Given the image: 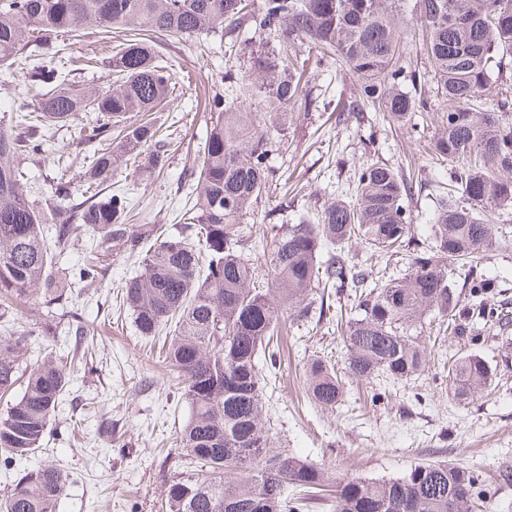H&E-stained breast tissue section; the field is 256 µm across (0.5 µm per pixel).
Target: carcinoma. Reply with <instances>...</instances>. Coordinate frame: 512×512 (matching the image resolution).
<instances>
[{"label":"carcinoma","instance_id":"1","mask_svg":"<svg viewBox=\"0 0 512 512\" xmlns=\"http://www.w3.org/2000/svg\"><path fill=\"white\" fill-rule=\"evenodd\" d=\"M404 0H0V70L36 53L41 64L21 71L24 90L0 124V299L61 300L77 279L100 281L112 246L143 254L138 275L122 285L123 303L139 332L153 336L174 324L163 362L183 384L191 415L179 446L208 476L170 485L166 512H305L320 500L325 471L273 448L266 388L276 381L279 331L288 318L308 316L314 296L350 289L355 315L340 324L347 372L358 379L386 375L410 380L427 367V350L413 331L433 312L450 334L475 346L484 334L512 325L488 304L497 285L475 260L496 245L484 216L512 207V123L496 110H476L488 89L490 65L512 64V0H416L410 22L422 33L437 94L448 102L439 117L433 155L451 171L448 192L432 217L433 241L413 244L406 205L413 184L391 167L366 162L354 172L350 195L324 203L316 222L282 224L272 236L270 267L245 252L247 215L272 175L273 142L258 114L210 103L211 124L190 173L192 226L187 236L158 234L154 225L127 223L129 201L117 192L98 200V188L122 166L137 162L161 172L167 135L151 117L172 102L170 65L153 38L204 36L236 47L252 32L261 47L250 53L238 88L258 96L280 124L303 103V76L334 55L360 82L359 100L378 105L403 124L431 108L422 89L399 88ZM95 29L124 34L110 57L112 85H79L59 63L57 33ZM81 112L103 119L92 130L100 148L77 171L58 166L53 196L61 203L37 209L23 189L21 160L43 156L37 130L64 126ZM118 128L112 136V128ZM467 160L456 167L455 163ZM86 200L69 207L71 185ZM56 248L92 229L77 267L48 251L46 225ZM361 241L370 253L412 247L407 273L385 276L351 265L346 248ZM454 261L469 265L463 288L449 284ZM50 324L27 323L0 336V393L19 380L21 352ZM497 367L469 351L452 364L450 393L460 402L494 385ZM71 372L47 356L29 372L24 391L0 414V459L10 462L41 447L59 411ZM314 405L331 410L343 385L331 362L316 355L305 371ZM68 480L65 468L44 462L0 496V512H57ZM473 471L448 463H417L403 476L347 478L336 490L335 512H473L481 499Z\"/></svg>","mask_w":512,"mask_h":512}]
</instances>
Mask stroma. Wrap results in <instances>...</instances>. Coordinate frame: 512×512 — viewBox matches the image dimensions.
I'll return each instance as SVG.
<instances>
[{
  "label": "stroma",
  "mask_w": 512,
  "mask_h": 512,
  "mask_svg": "<svg viewBox=\"0 0 512 512\" xmlns=\"http://www.w3.org/2000/svg\"><path fill=\"white\" fill-rule=\"evenodd\" d=\"M97 38L88 29L65 35L64 41L75 56L76 81L106 87L107 66L85 56ZM158 49L171 64L175 83V109L158 115L171 131L167 166L157 176L120 170L100 191L105 197L127 192L133 224H159L167 234L185 235L190 231L188 175L194 149L210 124L208 97L220 94L227 102L241 101L251 112H264L265 105L257 97L239 100L236 86L228 82V73L246 70L242 54L227 53L215 41L200 46L194 37L168 38ZM306 91L313 103L289 114L285 136L268 157L273 177L247 218L257 235L298 223L307 207L346 193L354 165L377 161L412 180L408 208L413 235L429 241L430 218L449 179L429 149L438 131L432 115L415 113L399 127L370 106L338 120L325 103L353 100L358 84L332 63L312 75ZM91 121V115H81L50 139L53 149L68 153L74 166L99 146ZM25 172L31 200L46 207L56 175L52 157L27 161ZM493 222L499 244L484 253L480 270L500 286L495 304L512 306V208L497 211ZM105 264L100 283L75 287L52 307L57 315L79 313L101 329L97 345L33 337L25 346L22 365L33 366L50 353L70 367L72 381L38 452L0 464V493L40 461L54 460L71 474L57 512H161L169 486L195 476L177 442L189 407L158 360L162 337L141 335L123 303L120 285L139 270L134 256L120 248ZM351 306L349 298H334L330 319L289 322L288 349L269 403L274 447L324 467L333 481L395 478L418 462L448 461L482 480L487 491L483 512H512V484L497 479L500 470L512 467V339L489 338L477 346L489 363L501 365V376L490 395L461 403L448 392L444 367L465 348L439 332L433 316H426L420 337L428 351L426 370L408 381L388 382L382 392L374 383L345 378L343 400L331 412L307 399L304 365L313 354L344 365L343 342L332 318Z\"/></svg>",
  "instance_id": "1"
}]
</instances>
